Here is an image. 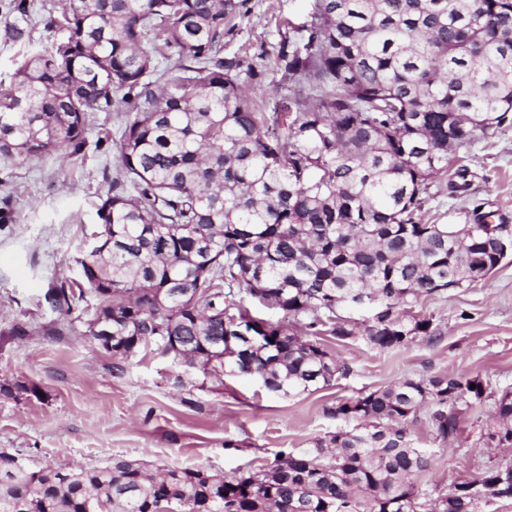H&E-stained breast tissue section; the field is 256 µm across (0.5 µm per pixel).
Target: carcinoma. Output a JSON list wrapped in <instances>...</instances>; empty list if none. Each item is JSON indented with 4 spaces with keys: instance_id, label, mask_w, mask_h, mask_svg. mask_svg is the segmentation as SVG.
I'll return each mask as SVG.
<instances>
[{
    "instance_id": "carcinoma-1",
    "label": "carcinoma",
    "mask_w": 512,
    "mask_h": 512,
    "mask_svg": "<svg viewBox=\"0 0 512 512\" xmlns=\"http://www.w3.org/2000/svg\"><path fill=\"white\" fill-rule=\"evenodd\" d=\"M247 2L65 0L46 22L64 37L0 92V156L79 153L89 113L130 106L126 180L101 198L82 282L48 302L69 315L92 293L85 335L109 332L114 359L153 345L294 397L351 371L313 337L379 350L432 337L431 319L402 311L500 265L512 226L428 224L421 211L438 180L465 190L459 151L476 134L512 124V0H314L278 55L297 89L268 113L249 94L253 60L224 55ZM302 84L324 95L314 103ZM196 288L209 293L192 304ZM248 299L281 317L251 316ZM484 393L478 377L407 378L330 408L361 420L353 430L232 476L120 456L31 471L0 452V512H417L431 454L409 419L427 401L436 437L454 441L458 405ZM485 438L512 446V392ZM497 480L493 468L461 481L430 512L512 498Z\"/></svg>"
}]
</instances>
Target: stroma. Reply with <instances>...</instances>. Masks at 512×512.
Listing matches in <instances>:
<instances>
[{
	"label": "stroma",
	"mask_w": 512,
	"mask_h": 512,
	"mask_svg": "<svg viewBox=\"0 0 512 512\" xmlns=\"http://www.w3.org/2000/svg\"><path fill=\"white\" fill-rule=\"evenodd\" d=\"M312 4L249 0L248 13L236 18L224 52L254 58L263 70L258 111H274L288 95L275 55L289 25L305 22ZM60 6L0 0V84L9 85L27 47L47 45L45 21ZM129 118L125 107L90 113L86 146L72 156L0 159V386L14 388L0 393V451L34 470L103 466L123 456L151 468L205 465L230 476L281 449L301 453L320 437L351 430L354 419L329 412L338 402L406 378L471 375L486 392L466 409L457 440L437 439L425 406L409 425L416 446L433 456L416 481L418 500L432 502L455 483L512 461V447H489L480 437L496 400L512 391V258L469 287L414 303L412 315L432 319L436 338L384 351L360 337H323L350 374L290 398L255 379L188 369L155 353L116 362L85 334L96 298L77 317L51 310L48 288L80 278L76 259L98 227L100 195L119 175V139ZM460 154L470 169L467 193L441 191L425 203L424 221L466 224L480 213L512 224V125L492 139L476 138ZM19 322L29 330L21 341L9 334Z\"/></svg>",
	"instance_id": "1"
}]
</instances>
